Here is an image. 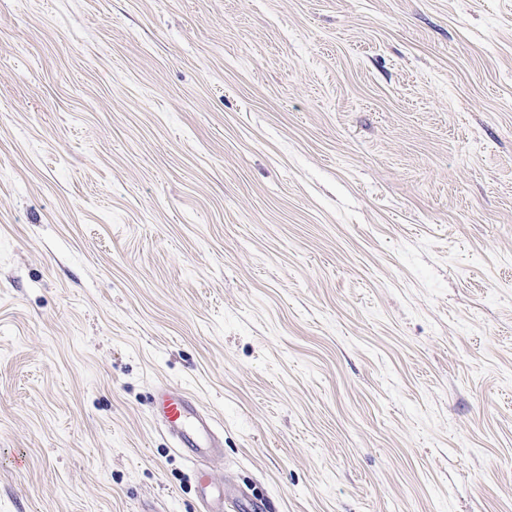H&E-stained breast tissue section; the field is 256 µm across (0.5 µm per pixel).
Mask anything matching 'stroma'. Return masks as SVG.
I'll use <instances>...</instances> for the list:
<instances>
[{"instance_id":"stroma-1","label":"stroma","mask_w":512,"mask_h":512,"mask_svg":"<svg viewBox=\"0 0 512 512\" xmlns=\"http://www.w3.org/2000/svg\"><path fill=\"white\" fill-rule=\"evenodd\" d=\"M512 512V0H0V512ZM159 424L185 456L200 464L197 481L201 489L203 512H224L228 504L248 508V496L240 489L217 481L208 462L224 455L223 439L214 431V420L198 408L192 397L168 385H161L151 402Z\"/></svg>"}]
</instances>
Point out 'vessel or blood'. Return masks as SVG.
<instances>
[{
    "label": "vessel or blood",
    "instance_id": "1",
    "mask_svg": "<svg viewBox=\"0 0 512 512\" xmlns=\"http://www.w3.org/2000/svg\"><path fill=\"white\" fill-rule=\"evenodd\" d=\"M159 424L185 456L198 462L197 481L203 512H224L225 507H246L247 495L214 478L209 463L223 457V441L214 431V420L198 408L192 397L170 386H160L152 402Z\"/></svg>",
    "mask_w": 512,
    "mask_h": 512
}]
</instances>
